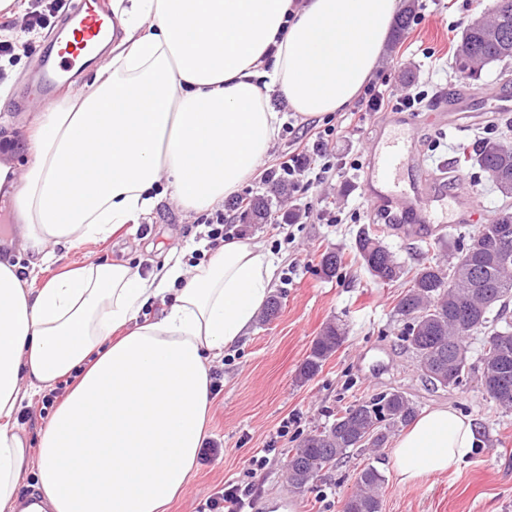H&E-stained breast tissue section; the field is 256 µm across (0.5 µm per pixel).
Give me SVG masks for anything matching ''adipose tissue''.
Returning <instances> with one entry per match:
<instances>
[{"label": "adipose tissue", "mask_w": 512, "mask_h": 512, "mask_svg": "<svg viewBox=\"0 0 512 512\" xmlns=\"http://www.w3.org/2000/svg\"><path fill=\"white\" fill-rule=\"evenodd\" d=\"M401 0H117L124 38L86 95L38 113L23 169L0 161L31 267L107 241L161 195L203 211L257 172L285 116L342 111L371 78ZM0 261V512H166L190 482L212 409L210 364L237 346L277 265L242 240L208 263H88L41 288ZM154 315H147V308ZM72 378L38 433L24 399ZM477 427L450 406L397 437L399 487L457 471ZM35 468L36 499L20 480Z\"/></svg>", "instance_id": "1"}]
</instances>
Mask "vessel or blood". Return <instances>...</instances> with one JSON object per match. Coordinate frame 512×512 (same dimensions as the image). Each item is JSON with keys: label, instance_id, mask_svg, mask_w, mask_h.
I'll use <instances>...</instances> for the list:
<instances>
[{"label": "vessel or blood", "instance_id": "1", "mask_svg": "<svg viewBox=\"0 0 512 512\" xmlns=\"http://www.w3.org/2000/svg\"><path fill=\"white\" fill-rule=\"evenodd\" d=\"M118 29L105 0H73L40 53L36 69L26 80L27 92L51 100L92 59L111 47ZM477 115L465 97L454 98L423 120L401 115L392 121L402 126L399 138L374 135L367 148L364 189L378 221L404 236L433 235L447 223L466 224L479 207L478 195L445 176L421 171L417 159L420 125L466 130Z\"/></svg>", "mask_w": 512, "mask_h": 512}]
</instances>
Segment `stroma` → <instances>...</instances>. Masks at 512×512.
Instances as JSON below:
<instances>
[{
  "label": "stroma",
  "instance_id": "stroma-1",
  "mask_svg": "<svg viewBox=\"0 0 512 512\" xmlns=\"http://www.w3.org/2000/svg\"><path fill=\"white\" fill-rule=\"evenodd\" d=\"M494 4L495 0H418L411 27L397 44L386 46L372 76L374 82L385 84L387 91L394 93L420 87L443 91L448 98L462 94L479 111L476 123L460 135L435 128L420 131V162L429 173L453 166L458 143L498 135L500 127L512 124V112L489 111L486 100L491 89L512 90V60L486 66L474 81L462 79L453 59L464 28ZM40 7V0H24L22 13L13 17L14 35L30 42L31 52L0 59V144L21 143L34 113L47 106L32 99L21 107L16 104L37 51L50 39V28L33 32L23 28L25 12ZM349 115L345 109L316 120L317 126L329 121L340 130L329 144L333 168L324 184L282 200L271 195V185L262 177L248 180L253 196L269 200V223H242L231 203L221 205L231 234L272 253L278 265L272 292L279 296L281 307L270 319L256 318L243 345L213 362L211 374L219 387L213 394L206 437L218 442L221 449L215 457L198 460L185 492L168 512H197L225 480L242 477L245 460L264 448L269 451L268 463L254 479L253 512H268L267 502L273 498L280 500L284 512H341L357 474L367 465L385 477L382 512H512V411L498 408L482 389L478 370L483 354L481 337L468 340L472 371L466 384L433 387L425 381L401 337L404 323L396 314V305L407 289L405 279L376 283L357 256L356 237L370 228L371 222L360 172L351 162L362 159L371 135L386 115L367 113L356 126L350 125ZM462 172L465 187L476 191L482 201L471 223L454 225L438 236L414 239H402L390 229L380 228L385 245L407 275L425 259L446 258L449 249L490 223L504 205V198L477 167L466 165ZM307 206L332 210L338 223L292 225L294 239L285 241L277 230L283 214ZM198 218V213L183 210L170 197H161L150 214L138 224L127 225L111 240L70 250L55 248L49 262L28 269L23 277L27 287L38 288L54 275L90 262L126 261L151 269L172 249L204 250L205 227ZM328 251L343 256L341 268L332 277L323 275L319 267L322 254ZM191 254L184 256L185 264H192ZM332 321L345 324L344 343L313 379L299 381L298 369L314 339ZM393 390L404 393L418 411L450 405L476 421L480 442L457 472L429 477L410 489L399 488L390 475L392 447L387 444L374 452L352 451L335 468L322 471L303 493L289 488L288 459L301 438L322 429L356 400ZM289 417L294 423L288 435L279 436L280 423Z\"/></svg>",
  "mask_w": 512,
  "mask_h": 512
}]
</instances>
